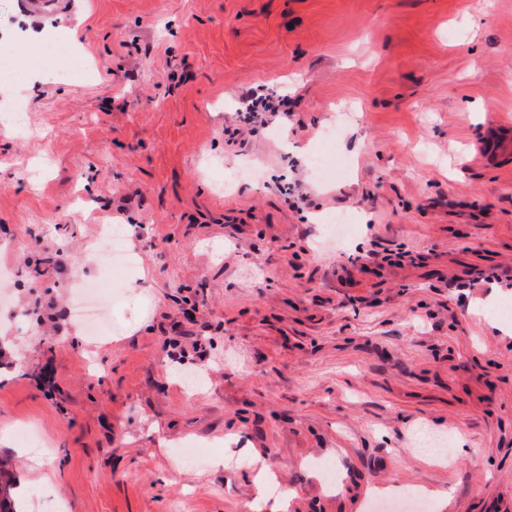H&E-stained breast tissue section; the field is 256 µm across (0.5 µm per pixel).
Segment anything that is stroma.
Returning <instances> with one entry per match:
<instances>
[{
  "instance_id": "35a3bbf8",
  "label": "stroma",
  "mask_w": 512,
  "mask_h": 512,
  "mask_svg": "<svg viewBox=\"0 0 512 512\" xmlns=\"http://www.w3.org/2000/svg\"><path fill=\"white\" fill-rule=\"evenodd\" d=\"M42 31L55 55L0 82V455L24 512H271L262 466L288 512L403 485L425 512H512V159L474 154L512 136V0H0V53ZM256 89L292 116L240 124ZM110 224L138 253L113 274ZM77 281L122 294L119 333L70 317Z\"/></svg>"
}]
</instances>
